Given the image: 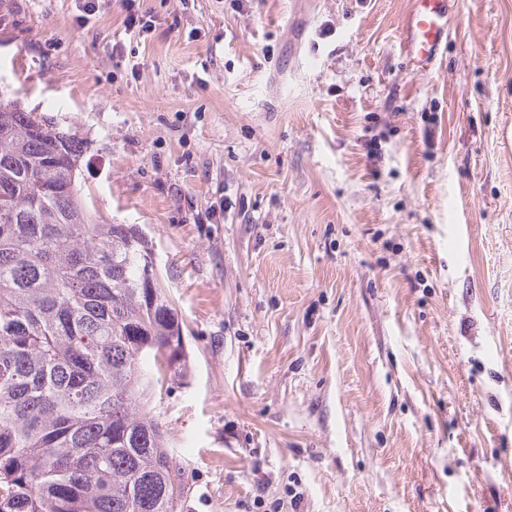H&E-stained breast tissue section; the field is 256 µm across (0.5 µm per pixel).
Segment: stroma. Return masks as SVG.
<instances>
[{"label": "stroma", "mask_w": 512, "mask_h": 512, "mask_svg": "<svg viewBox=\"0 0 512 512\" xmlns=\"http://www.w3.org/2000/svg\"><path fill=\"white\" fill-rule=\"evenodd\" d=\"M0 0V100L64 120L183 324L180 512H512V0ZM402 28V43L412 66L430 70L451 33V8L458 0H411Z\"/></svg>", "instance_id": "35a3bbf8"}]
</instances>
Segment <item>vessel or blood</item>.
<instances>
[{
	"mask_svg": "<svg viewBox=\"0 0 512 512\" xmlns=\"http://www.w3.org/2000/svg\"><path fill=\"white\" fill-rule=\"evenodd\" d=\"M458 0H411L402 28L404 51L419 71L436 63L442 44L451 33V9Z\"/></svg>",
	"mask_w": 512,
	"mask_h": 512,
	"instance_id": "b4317fda",
	"label": "vessel or blood"
}]
</instances>
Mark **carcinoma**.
I'll list each match as a JSON object with an SVG mask.
<instances>
[{"mask_svg": "<svg viewBox=\"0 0 512 512\" xmlns=\"http://www.w3.org/2000/svg\"><path fill=\"white\" fill-rule=\"evenodd\" d=\"M83 142L0 101V512H180L157 390L181 321L134 224H99Z\"/></svg>", "mask_w": 512, "mask_h": 512, "instance_id": "carcinoma-1", "label": "carcinoma"}]
</instances>
